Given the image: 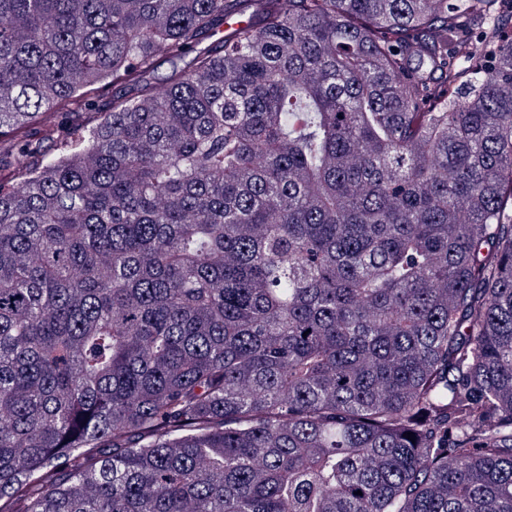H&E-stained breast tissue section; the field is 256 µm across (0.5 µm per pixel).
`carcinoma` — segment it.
Masks as SVG:
<instances>
[{
    "mask_svg": "<svg viewBox=\"0 0 512 512\" xmlns=\"http://www.w3.org/2000/svg\"><path fill=\"white\" fill-rule=\"evenodd\" d=\"M1 141L0 512H512V0H0Z\"/></svg>",
    "mask_w": 512,
    "mask_h": 512,
    "instance_id": "obj_1",
    "label": "carcinoma"
}]
</instances>
